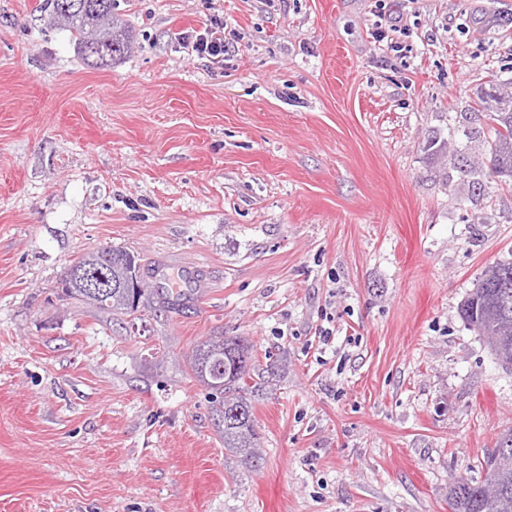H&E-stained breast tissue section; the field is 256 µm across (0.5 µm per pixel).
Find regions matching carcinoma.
<instances>
[{"instance_id":"carcinoma-1","label":"carcinoma","mask_w":512,"mask_h":512,"mask_svg":"<svg viewBox=\"0 0 512 512\" xmlns=\"http://www.w3.org/2000/svg\"><path fill=\"white\" fill-rule=\"evenodd\" d=\"M51 18L74 37L85 63L106 66L132 49L128 36L117 29L116 0H45ZM482 109L496 123L490 145L492 166L487 175L495 181L512 183V92L492 87L480 99ZM112 254V275L120 276L130 256L126 250L105 246ZM70 299L113 314H134L151 307L154 294L139 293L137 304L125 292L114 290L100 297L81 288H68ZM463 320L485 337L502 364L512 366V262L496 263L484 271L460 307ZM253 346L242 336H211L188 356L194 377L219 393L210 396L214 411L224 416V447L248 462L259 456L252 398L267 390L270 382L262 374L250 384L255 372ZM499 460V470L490 482H455L449 490L452 512H512V429L497 442L484 463Z\"/></svg>"}]
</instances>
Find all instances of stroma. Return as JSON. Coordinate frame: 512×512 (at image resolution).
I'll return each instance as SVG.
<instances>
[{"label": "stroma", "mask_w": 512, "mask_h": 512, "mask_svg": "<svg viewBox=\"0 0 512 512\" xmlns=\"http://www.w3.org/2000/svg\"><path fill=\"white\" fill-rule=\"evenodd\" d=\"M42 3L0 0V512H450L512 429L460 315L512 261V0H119L100 70ZM106 244L154 309L59 300ZM219 334L275 373L253 466L184 363ZM183 40L192 53L208 56L216 63L224 61V24L222 22L211 23L205 36H196L195 40L183 37ZM482 109L490 113L497 126L493 127L494 137L490 145L492 166L487 175L495 182H512V92H503L491 87L480 99ZM501 178V179H500Z\"/></svg>", "instance_id": "stroma-1"}]
</instances>
